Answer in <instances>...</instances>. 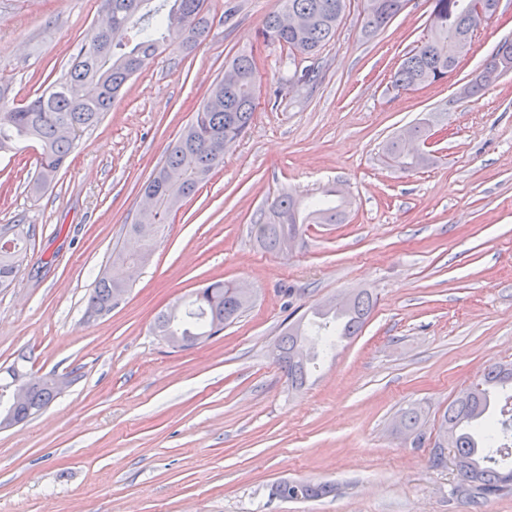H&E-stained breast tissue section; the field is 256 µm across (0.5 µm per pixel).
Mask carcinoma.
<instances>
[{"label": "carcinoma", "instance_id": "cac0c4a2", "mask_svg": "<svg viewBox=\"0 0 512 512\" xmlns=\"http://www.w3.org/2000/svg\"><path fill=\"white\" fill-rule=\"evenodd\" d=\"M349 0H283V8L304 15L306 27L288 32L280 21V11L269 13L260 31L267 42L278 43L292 54L312 59L336 36ZM408 0H363L362 35L369 39L384 29L406 6ZM474 0H434L441 13L439 25L429 29L427 38L408 52L391 76L397 90L430 85L456 67L455 42L465 39L478 28L480 19L471 8ZM111 23L95 28L77 48L71 63L46 89L21 106H0V153H7L22 143L38 147L37 171L32 189L38 190L66 163L79 133L101 122L122 88L134 76L135 62L153 56L166 45L189 54L199 47L209 33L211 20L207 0H105ZM506 59L494 53L482 72L464 88L465 97L482 95L501 75ZM237 75L234 85L217 79L207 100L194 113L165 158L154 168L145 192L153 196V206L144 218L126 225V233L138 238L142 250L125 253L112 251L108 269L95 281L87 298V311L105 316L115 307V298L124 295L130 281L113 274L125 266H141L153 253L161 227L168 216L193 197L224 163L229 142L237 141L250 127L258 98L259 85L255 61L240 52L226 67ZM318 68L288 72L284 83L295 85L314 80ZM441 114L428 112L399 135L389 138L381 148L380 162L387 168L409 172L433 163L429 155L406 151L403 140L420 138ZM349 202L328 197L300 200L288 193L271 204L276 219L251 225V234L268 251L285 252L288 242L299 237L305 224H342L347 219ZM26 233L13 226L10 248L0 243V288L12 285L18 263L26 251ZM252 298H243L236 288L220 280L195 289L185 304L177 303L159 313L152 330L164 341L172 338L192 347L219 335L224 326L242 316ZM373 308L371 293L358 290L345 295L343 302L331 300L313 306L309 313L288 323L278 339L276 362L288 375V386L300 390L306 385L317 358L327 351L334 338L351 339L361 332ZM32 387L28 403L14 407L4 401L5 385L0 383V421L9 418L27 421L47 407L61 390L50 375L30 373ZM512 387V364L486 368L479 381L463 396L454 400L441 416L434 440L436 448L454 449L455 464L461 483L457 492L472 508L483 501L512 493V462L496 458L497 426L489 420L492 400L500 389ZM395 427L416 447L423 444L426 432L421 412L411 407L403 410ZM335 491L329 482L313 483L281 479L273 483L269 497L290 501H308Z\"/></svg>", "mask_w": 512, "mask_h": 512}]
</instances>
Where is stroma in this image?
Instances as JSON below:
<instances>
[{"mask_svg":"<svg viewBox=\"0 0 512 512\" xmlns=\"http://www.w3.org/2000/svg\"><path fill=\"white\" fill-rule=\"evenodd\" d=\"M280 0H209L193 53L168 49L82 134L41 192L32 148L0 156V231L29 228L13 287L0 288V368L74 383L33 420L0 430V512H472L453 495L452 455L433 465L449 402L485 368L512 363V73L482 96L462 88L512 39V0L482 23L453 77L415 91L390 77L429 32L428 0L370 39L351 0L319 55V75L288 87V52L258 32ZM104 0H0V80L21 104L53 82ZM253 51L260 101L223 166L179 211L131 290L106 316L86 311L94 281L127 236L155 166L239 52ZM279 91L278 107L268 106ZM441 113L429 167L401 172L381 145ZM342 185L343 224H310L288 253L250 234L283 191ZM242 282L251 308L187 349L151 332L156 314L204 282ZM376 304L334 364L294 391L272 349L288 314L352 290ZM420 408L429 434L393 429ZM331 481L335 495L282 502L269 486ZM395 427L414 447H420L426 439V432L421 423V412L415 407L403 410L396 420Z\"/></svg>","mask_w":512,"mask_h":512,"instance_id":"obj_1","label":"stroma"}]
</instances>
